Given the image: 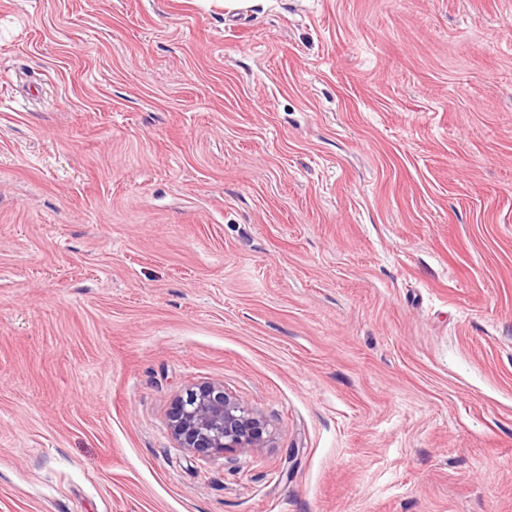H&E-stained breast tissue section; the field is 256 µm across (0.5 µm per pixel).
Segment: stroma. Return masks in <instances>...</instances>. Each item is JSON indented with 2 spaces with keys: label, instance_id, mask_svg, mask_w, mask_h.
<instances>
[{
  "label": "stroma",
  "instance_id": "stroma-1",
  "mask_svg": "<svg viewBox=\"0 0 512 512\" xmlns=\"http://www.w3.org/2000/svg\"><path fill=\"white\" fill-rule=\"evenodd\" d=\"M0 512H512V0H0ZM168 425L178 447L202 457L257 451L268 433L263 418L239 404L221 384L187 389L176 399Z\"/></svg>",
  "mask_w": 512,
  "mask_h": 512
}]
</instances>
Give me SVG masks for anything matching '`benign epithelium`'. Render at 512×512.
<instances>
[{"label":"benign epithelium","mask_w":512,"mask_h":512,"mask_svg":"<svg viewBox=\"0 0 512 512\" xmlns=\"http://www.w3.org/2000/svg\"><path fill=\"white\" fill-rule=\"evenodd\" d=\"M169 429L178 447L202 457L257 451L268 433L263 418L239 404L221 384L193 387L179 396L169 414Z\"/></svg>","instance_id":"benign-epithelium-1"}]
</instances>
